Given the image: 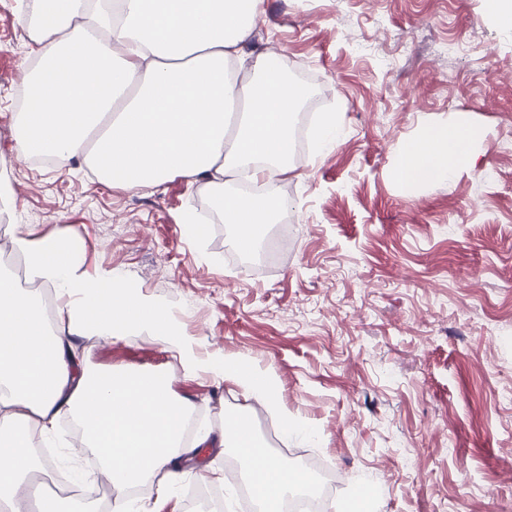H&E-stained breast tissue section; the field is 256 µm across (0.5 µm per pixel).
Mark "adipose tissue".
<instances>
[{
  "instance_id": "1",
  "label": "adipose tissue",
  "mask_w": 512,
  "mask_h": 512,
  "mask_svg": "<svg viewBox=\"0 0 512 512\" xmlns=\"http://www.w3.org/2000/svg\"><path fill=\"white\" fill-rule=\"evenodd\" d=\"M112 40L88 22L89 0H36L30 23L35 63L31 105L19 113L15 149L51 152L58 166L81 162L104 183L157 190L174 177L208 191L240 247L251 250L278 205L264 195L228 197L241 176L286 175L293 149L295 86L269 54L247 57L262 0H114ZM122 46L113 52L112 43ZM263 81L238 85L236 66ZM481 137L463 125L426 128L397 148L389 175L402 187L448 181L474 165ZM26 287L0 270V501L29 512L18 492L37 469L30 443L51 445L61 420L82 425L86 442L116 492L113 512H131L125 488L155 481L166 505L184 459L215 446L236 449L261 512H280L303 473L270 460L243 418L214 432L194 421V404L162 375L129 367L94 368L78 338L143 335L165 346L186 377L209 376L246 399L275 406L273 377L222 352H204L179 320L121 273L88 274L71 233L12 239ZM53 297L51 316L41 291Z\"/></svg>"
}]
</instances>
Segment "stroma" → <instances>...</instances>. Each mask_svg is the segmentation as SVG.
<instances>
[{
	"label": "stroma",
	"mask_w": 512,
	"mask_h": 512,
	"mask_svg": "<svg viewBox=\"0 0 512 512\" xmlns=\"http://www.w3.org/2000/svg\"><path fill=\"white\" fill-rule=\"evenodd\" d=\"M490 0H263L248 55L279 53L310 92L294 127L335 113L339 145L295 148L296 224H267L252 253L205 191L157 192L33 164L14 149L33 0H0V173L11 221L80 239L89 274L115 270L160 299L202 350L271 373L277 400L315 433L283 434L232 384L185 378L139 336L82 340L100 367L165 375L214 429L242 414L269 457L334 470L324 512L354 482L377 512H512V28ZM451 44L441 53L440 44ZM463 123L484 140L473 167L406 189L387 177L399 143ZM208 225L191 235L187 218ZM288 258L274 255L280 239Z\"/></svg>",
	"instance_id": "obj_1"
}]
</instances>
